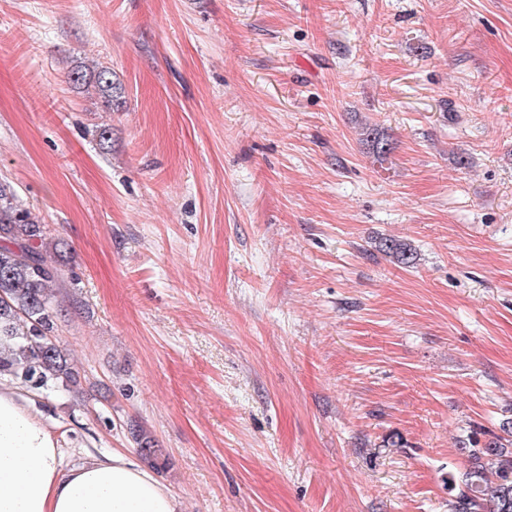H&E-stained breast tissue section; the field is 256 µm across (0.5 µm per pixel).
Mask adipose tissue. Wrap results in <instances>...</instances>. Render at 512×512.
<instances>
[{
  "mask_svg": "<svg viewBox=\"0 0 512 512\" xmlns=\"http://www.w3.org/2000/svg\"><path fill=\"white\" fill-rule=\"evenodd\" d=\"M26 401L0 383V512H181L171 491L123 454L64 470L57 440Z\"/></svg>",
  "mask_w": 512,
  "mask_h": 512,
  "instance_id": "obj_1",
  "label": "adipose tissue"
}]
</instances>
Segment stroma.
Listing matches in <instances>:
<instances>
[{
    "label": "stroma",
    "mask_w": 512,
    "mask_h": 512,
    "mask_svg": "<svg viewBox=\"0 0 512 512\" xmlns=\"http://www.w3.org/2000/svg\"><path fill=\"white\" fill-rule=\"evenodd\" d=\"M0 178L64 251V467L137 428L182 512H451L512 449V0H0ZM70 82L83 87L93 88L96 95L102 98L105 107L111 108L114 89L112 71L108 67L74 68L69 72ZM381 249L385 254L398 264L410 267L415 264L417 253L410 244L397 239H385L381 243Z\"/></svg>",
    "instance_id": "stroma-1"
}]
</instances>
